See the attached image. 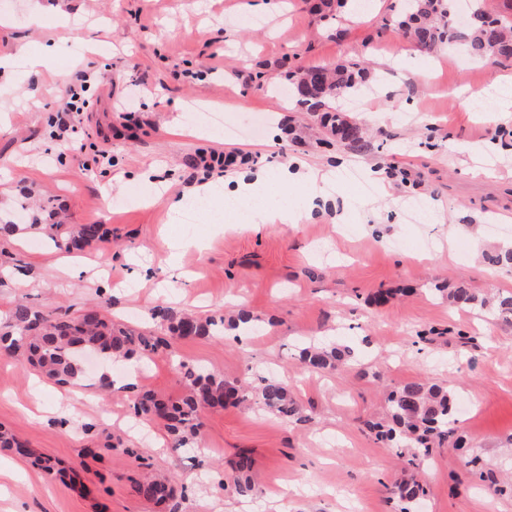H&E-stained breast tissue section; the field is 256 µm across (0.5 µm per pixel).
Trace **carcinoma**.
Segmentation results:
<instances>
[{
    "mask_svg": "<svg viewBox=\"0 0 512 512\" xmlns=\"http://www.w3.org/2000/svg\"><path fill=\"white\" fill-rule=\"evenodd\" d=\"M402 23L421 48L433 53L443 45L461 39L469 55L475 59L491 60L512 58V24L488 15L481 7V0H471V16L477 21L470 24L467 33L455 25L458 0H404ZM366 67L354 62L347 67L329 68L317 65L309 68L310 75L320 74L326 87L308 85L300 80L294 87L301 102L317 107H331L337 94L333 87L356 93L364 77ZM334 132L341 130L350 136L348 145L360 149L364 145L362 128L351 125L339 114L326 115ZM54 219L45 225L54 241L68 251H80L84 247L104 241L108 229L103 224L70 225L57 219V212L49 211ZM453 306L460 310L490 311L503 322L512 324V294L499 297L489 305L486 298L469 288L458 286L445 290ZM153 328L138 330L118 326L98 309H88L79 315L58 310L40 309L25 301L17 302L10 312L5 331H0V353L21 356L43 376L60 383L76 379L79 363L92 354L108 362L137 356L147 360L159 348L167 345L160 332L167 331L182 339L220 337L224 328H254L253 319L242 311L233 320L224 316L201 319L191 315L176 317L168 306L158 304L150 313ZM356 357L355 349L332 341L309 342L300 349V358L309 371H335L348 366ZM181 375L186 394L177 399H165L146 390L136 394L133 403L135 416L152 421L166 422L171 436V447L179 450L197 442L200 435L201 414L206 409L227 405L261 407L283 419L302 422L305 417L290 394L288 385L273 376H262L249 386L230 385L213 374L181 365ZM456 396L448 388L432 383H406L393 389L387 397V422L374 424L378 440L388 447L399 450V456L410 466L426 461L436 442L454 438L456 434ZM251 466L247 457L238 463L234 484L242 494L254 492L249 479L242 476ZM138 496L153 503L174 499L173 487L164 481L146 479L134 485ZM398 498L399 512H418L417 507L426 495L424 486L416 481L399 485L391 490Z\"/></svg>",
    "mask_w": 512,
    "mask_h": 512,
    "instance_id": "obj_1",
    "label": "carcinoma"
}]
</instances>
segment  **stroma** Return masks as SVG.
<instances>
[{"mask_svg": "<svg viewBox=\"0 0 512 512\" xmlns=\"http://www.w3.org/2000/svg\"><path fill=\"white\" fill-rule=\"evenodd\" d=\"M356 2L0 0V220L22 227L0 235V269L12 271L0 307L78 312L106 299L115 322L143 329L163 302L203 318L243 309L263 326L170 338L134 381L86 359L61 387L0 354V427L32 451L0 448V512H165L134 492L145 472L174 480L179 512H394L388 488L411 471L365 423L386 420L388 390L420 381L464 404V450L443 442L418 470L425 512H512V325L432 292H512V265L487 260L512 249V117L488 96L512 58L477 62L461 43L434 56L396 27L402 0L361 13ZM354 60L373 92L336 104L365 129L359 150L287 99L307 68ZM82 68L103 78L85 94L91 138L76 153L51 133ZM128 109L142 129L113 136ZM221 147L259 153L262 191L238 196L229 175L190 198L191 158ZM304 166L323 184L281 181ZM320 189L334 204L309 208ZM47 202L66 223L109 225V240L72 254L27 230L25 206ZM273 208L294 223H259ZM421 330L429 342L416 343ZM321 336L358 345V364L307 371L298 349ZM183 363L234 384L278 376L309 419L227 407L204 412L201 452L172 450L160 421L138 443L137 388L182 396ZM242 452L252 496L233 484Z\"/></svg>", "mask_w": 512, "mask_h": 512, "instance_id": "1", "label": "stroma"}]
</instances>
